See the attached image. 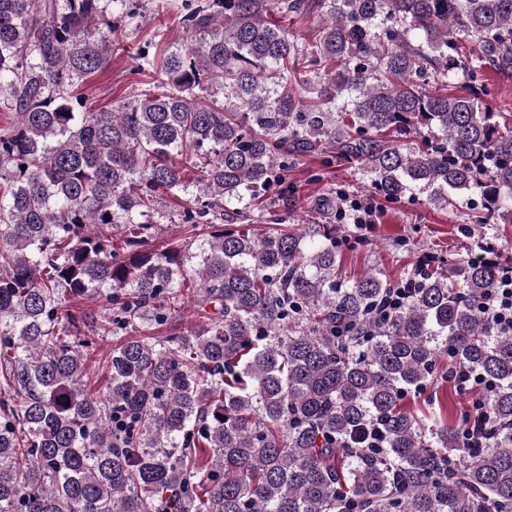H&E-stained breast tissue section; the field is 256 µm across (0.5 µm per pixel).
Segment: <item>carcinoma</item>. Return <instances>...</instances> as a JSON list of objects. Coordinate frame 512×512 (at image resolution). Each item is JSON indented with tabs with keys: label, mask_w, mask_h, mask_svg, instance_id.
<instances>
[{
	"label": "carcinoma",
	"mask_w": 512,
	"mask_h": 512,
	"mask_svg": "<svg viewBox=\"0 0 512 512\" xmlns=\"http://www.w3.org/2000/svg\"><path fill=\"white\" fill-rule=\"evenodd\" d=\"M104 1L122 17L126 0H0V512H512V334L482 311L508 267L409 275L376 325L393 285L338 279L336 225H243L286 159L326 148L376 195L512 224V113L446 93L512 67V0H321L311 62L332 68L310 102L277 19L305 0H195L163 81L90 111L71 89L112 54ZM164 195L195 235L151 247ZM95 295L100 313L74 307ZM188 306L206 323L183 331ZM445 358L491 384L476 454L474 417L401 406ZM117 345V339L112 336H105L100 341L99 350L92 362H89L91 368V387L100 389L104 383V379L108 375L106 358L109 355L112 347Z\"/></svg>",
	"instance_id": "cac0c4a2"
}]
</instances>
